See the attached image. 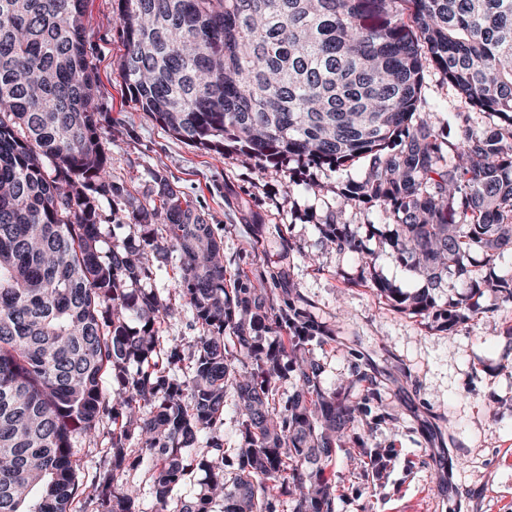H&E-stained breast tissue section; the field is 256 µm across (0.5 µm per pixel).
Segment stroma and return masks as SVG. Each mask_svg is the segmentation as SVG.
<instances>
[{"label": "stroma", "mask_w": 512, "mask_h": 512, "mask_svg": "<svg viewBox=\"0 0 512 512\" xmlns=\"http://www.w3.org/2000/svg\"><path fill=\"white\" fill-rule=\"evenodd\" d=\"M84 27L98 79L94 110L112 133L113 174L144 195L152 172L162 174L223 237L227 273L264 271L277 301L308 304L331 337L313 350L326 389H347L359 399L362 387L348 385L355 365L367 362L380 373L374 401L389 417L377 423L366 416L362 423L386 469L375 475L359 449L339 453L325 471L335 512H512V304L484 292L452 333L435 317L393 306L373 279L408 293L427 280L388 259L378 208L343 201L342 185L365 174L364 161L337 172L311 169L308 184L292 189L297 163L261 168L238 153L197 150L126 98L113 0H87ZM330 217L358 229L366 250L378 256L373 269L323 240L317 226ZM178 281L171 262L150 286L175 305L163 338L180 341L189 353L194 333Z\"/></svg>", "instance_id": "stroma-1"}]
</instances>
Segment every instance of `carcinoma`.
Masks as SVG:
<instances>
[{"mask_svg": "<svg viewBox=\"0 0 512 512\" xmlns=\"http://www.w3.org/2000/svg\"><path fill=\"white\" fill-rule=\"evenodd\" d=\"M116 2L125 89L167 133L207 151L230 143L261 167L336 171L363 159L365 177L340 194L391 220L388 257L431 285L465 277L448 331L487 289L512 303L511 272L467 264L512 248V0ZM84 8L0 0V512H72L77 442L95 439L104 416L98 512H141L123 475L144 461L155 512L197 470L208 482L176 512H213L219 500L225 512L285 501L288 512H334L324 473L337 453L353 445L378 468L384 460L355 431L358 402L321 384L310 346L327 337L305 308L277 305L266 274L226 278L224 240L167 178L152 174L143 202L113 178L91 111ZM430 68L465 108L448 113L452 144L421 111ZM479 115L494 124L480 128ZM126 217L140 236L108 244L110 222ZM317 230L375 265L351 225L331 218ZM171 257L199 331L181 379V345L165 349L159 336L172 308L142 287ZM374 287L403 311L435 308L426 289ZM229 392L238 448L220 434ZM231 453L239 464L227 472Z\"/></svg>", "mask_w": 512, "mask_h": 512, "instance_id": "carcinoma-1", "label": "carcinoma"}]
</instances>
